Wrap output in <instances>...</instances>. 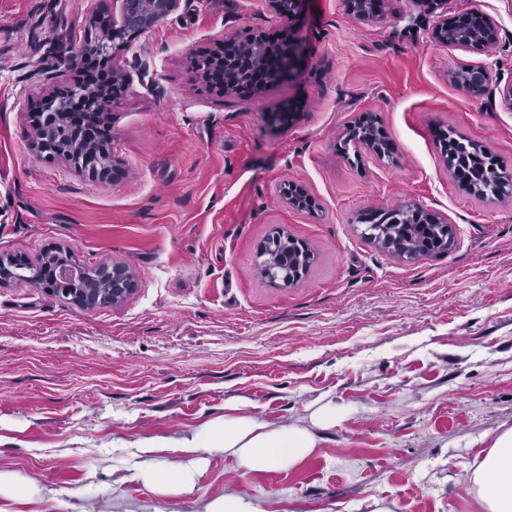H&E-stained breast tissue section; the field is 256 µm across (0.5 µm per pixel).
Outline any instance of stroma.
I'll return each instance as SVG.
<instances>
[{
    "instance_id": "stroma-1",
    "label": "stroma",
    "mask_w": 512,
    "mask_h": 512,
    "mask_svg": "<svg viewBox=\"0 0 512 512\" xmlns=\"http://www.w3.org/2000/svg\"><path fill=\"white\" fill-rule=\"evenodd\" d=\"M467 9L497 25L493 49L435 38ZM119 17L117 0H0V257L59 246L135 279L96 309L0 282V476L32 486L0 512H204L230 494L257 512H476L472 471L512 428V196L469 195L433 131L512 167V0H388L369 23L309 0L292 24L266 0H181L111 52L129 81L108 116L112 176L94 181L40 153L32 112L80 79L85 29ZM258 31L301 40L295 78L228 96L195 81V53ZM464 67L487 69V94L453 81ZM368 113L395 151L347 160ZM290 181L317 210L283 201ZM416 205L451 226L450 253L407 260L365 237L363 211ZM277 233L313 254L289 285L258 270ZM222 415L305 427L316 446L253 472L207 452L177 494L135 477L128 443L162 442L152 461L174 467L169 440Z\"/></svg>"
}]
</instances>
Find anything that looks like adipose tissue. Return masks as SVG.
I'll return each instance as SVG.
<instances>
[{
	"label": "adipose tissue",
	"instance_id": "adipose-tissue-1",
	"mask_svg": "<svg viewBox=\"0 0 512 512\" xmlns=\"http://www.w3.org/2000/svg\"><path fill=\"white\" fill-rule=\"evenodd\" d=\"M177 445L191 455L202 448L224 450L247 470L286 469L314 448L315 438L304 428H272L255 418L239 417L214 421ZM472 480L478 512H512V429L495 437Z\"/></svg>",
	"mask_w": 512,
	"mask_h": 512
}]
</instances>
